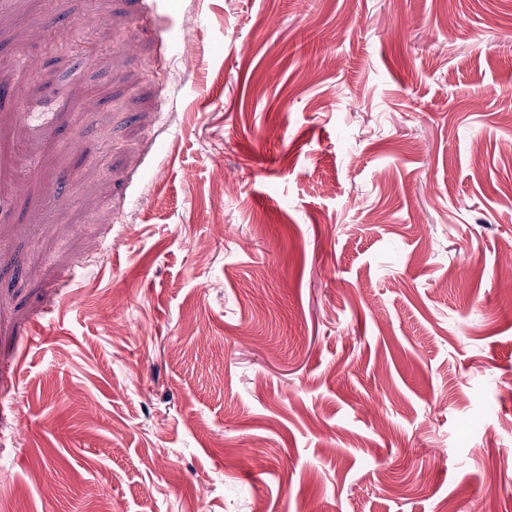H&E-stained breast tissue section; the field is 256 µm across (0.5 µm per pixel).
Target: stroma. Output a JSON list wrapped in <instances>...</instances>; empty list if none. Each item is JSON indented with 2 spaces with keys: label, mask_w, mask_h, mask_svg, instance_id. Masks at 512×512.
Wrapping results in <instances>:
<instances>
[{
  "label": "stroma",
  "mask_w": 512,
  "mask_h": 512,
  "mask_svg": "<svg viewBox=\"0 0 512 512\" xmlns=\"http://www.w3.org/2000/svg\"><path fill=\"white\" fill-rule=\"evenodd\" d=\"M509 111L512 0H10L0 512H512Z\"/></svg>",
  "instance_id": "obj_1"
}]
</instances>
